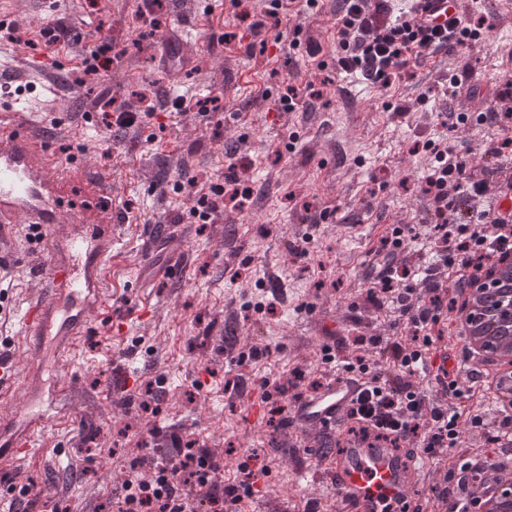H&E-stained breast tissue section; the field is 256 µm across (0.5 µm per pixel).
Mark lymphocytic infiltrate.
Instances as JSON below:
<instances>
[{
	"label": "lymphocytic infiltrate",
	"mask_w": 512,
	"mask_h": 512,
	"mask_svg": "<svg viewBox=\"0 0 512 512\" xmlns=\"http://www.w3.org/2000/svg\"><path fill=\"white\" fill-rule=\"evenodd\" d=\"M337 20V65L364 84L390 88L415 75L421 60L434 54L454 56L484 37L483 21L455 22L447 28L423 19L394 14L391 0H334ZM494 173L473 165L469 158L444 147L435 153L425 177V194L436 222L427 232L437 246L425 267L406 265L404 237H417L415 225L397 227L382 240L374 254L378 273L368 298L389 305L404 326L401 336L389 341L358 336L351 356L339 361L337 375L363 379L364 389L346 417L348 432L360 440L374 439L400 448H422L431 460L429 488L433 505L445 512L457 474L446 468L449 456L471 448L460 429L458 405L472 388L464 371L452 370L441 389L426 386L433 329L447 320L449 278L458 285L474 282V272L492 254L512 249V210L487 204L494 195ZM148 471L124 483L119 512H187L188 503L213 512L216 504L238 502L251 494L263 464L242 463L236 484L218 478L221 464L205 448L186 446L177 457L149 461Z\"/></svg>",
	"instance_id": "1"
}]
</instances>
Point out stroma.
<instances>
[{
    "instance_id": "obj_1",
    "label": "stroma",
    "mask_w": 512,
    "mask_h": 512,
    "mask_svg": "<svg viewBox=\"0 0 512 512\" xmlns=\"http://www.w3.org/2000/svg\"><path fill=\"white\" fill-rule=\"evenodd\" d=\"M460 9L463 20L485 18L483 42L451 63L428 58L413 79L385 90L339 69L328 6L291 11L254 33L233 0H161L153 9L145 0H61L52 13L37 0H10L0 21L23 28L26 40H0L12 65L11 77H0V105L22 111L32 102L60 120L51 133L57 189L82 208L40 239L18 225L0 248V358L29 360L19 321L44 297L54 243L72 222L108 225L112 252L107 306L58 371L75 388L72 405L49 422L39 454L0 475V494L27 484L38 512H117L132 461L174 456L176 435L220 459L227 484L251 453L264 460L254 494L224 512H334V490L315 462L320 441L295 425L274 430L270 408L327 382L354 336H395L383 311L367 306L362 270L401 220L423 221L418 148L447 143L480 164L490 140L512 134V116L466 127L446 116L493 110L496 88L512 78V0H460ZM58 23L79 40L53 42L46 30ZM227 32L242 43L221 42ZM296 35L320 42L318 60L291 48ZM251 41L259 49L249 55ZM99 49L112 64L86 76ZM453 77L480 85L482 106L453 93ZM162 88L217 98L219 109L168 103L143 118L146 95ZM292 88L298 105L286 112L278 101ZM105 92L138 121L108 133L98 110ZM230 148L251 195L201 221L190 209L223 184ZM105 193L108 210L97 205ZM116 210L126 211L123 223H113ZM295 243L304 252L292 251ZM257 348L267 356L253 359ZM119 371L135 375L132 391L118 386Z\"/></svg>"
}]
</instances>
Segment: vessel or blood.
Instances as JSON below:
<instances>
[{
    "label": "vessel or blood",
    "instance_id": "obj_1",
    "mask_svg": "<svg viewBox=\"0 0 512 512\" xmlns=\"http://www.w3.org/2000/svg\"><path fill=\"white\" fill-rule=\"evenodd\" d=\"M420 8L437 22L460 17L458 0H419ZM49 120L21 119L11 108L0 109V242L16 225L45 230L74 214L76 204L57 196L50 170L49 150L35 152V141H48ZM62 252L43 299L30 304L21 322L31 331L26 342L34 355L23 373L0 362V397L11 400L13 412L0 415V472H12L38 449L50 417L48 402L66 403L68 385L57 372L82 336L90 313L106 302L102 288V264L112 241L96 228L80 226L57 244ZM361 389L353 376L325 384L294 406L293 418L301 427L327 437H341L346 410ZM327 469L340 512H383L414 498L422 483L426 461L413 459L410 449L396 450L382 442L345 440L340 452L320 454Z\"/></svg>",
    "mask_w": 512,
    "mask_h": 512
}]
</instances>
